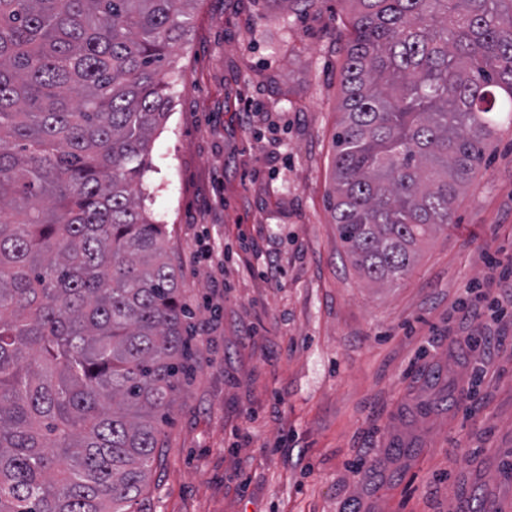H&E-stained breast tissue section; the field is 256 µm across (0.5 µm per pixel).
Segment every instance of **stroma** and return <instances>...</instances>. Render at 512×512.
<instances>
[{
	"label": "stroma",
	"instance_id": "stroma-1",
	"mask_svg": "<svg viewBox=\"0 0 512 512\" xmlns=\"http://www.w3.org/2000/svg\"><path fill=\"white\" fill-rule=\"evenodd\" d=\"M351 14L196 0L170 57L144 204L195 357L143 512H512V280L487 282L512 266V124L411 272L367 281L330 211Z\"/></svg>",
	"mask_w": 512,
	"mask_h": 512
}]
</instances>
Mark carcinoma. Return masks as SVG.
Returning a JSON list of instances; mask_svg holds the SVG:
<instances>
[{"label":"carcinoma","mask_w":512,"mask_h":512,"mask_svg":"<svg viewBox=\"0 0 512 512\" xmlns=\"http://www.w3.org/2000/svg\"><path fill=\"white\" fill-rule=\"evenodd\" d=\"M195 0H0V512H133L191 335L141 206ZM333 220L402 279L512 123V0H349Z\"/></svg>","instance_id":"cac0c4a2"}]
</instances>
